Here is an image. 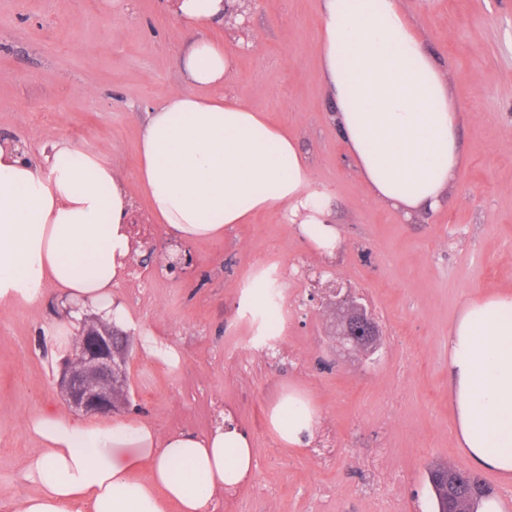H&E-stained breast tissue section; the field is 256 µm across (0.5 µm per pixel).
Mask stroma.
<instances>
[{
    "label": "stroma",
    "instance_id": "1",
    "mask_svg": "<svg viewBox=\"0 0 512 512\" xmlns=\"http://www.w3.org/2000/svg\"><path fill=\"white\" fill-rule=\"evenodd\" d=\"M0 0V140L31 156L64 136L106 155L149 220L135 179L148 111L182 82L189 39L166 0ZM450 75L464 161L446 205L405 221L372 201L345 154L324 93L316 39L321 0H259L245 27L211 37L237 50L235 95L297 137L333 196L341 243L311 249L280 209L223 236L183 245L153 225L123 280L131 312L129 403L121 418L159 434L210 432L224 418L252 437L256 467L215 512H432L428 470L462 468L448 400V330L469 299L512 291V0H400ZM261 43V52L244 43ZM189 253L173 273L166 256ZM363 298L381 329L372 358L339 352L326 284ZM288 326L278 336L269 317ZM65 318L58 293L0 306V512L33 494L18 473L38 442L28 419L66 412L56 381L68 351L46 326ZM174 351L147 355L143 334ZM291 388L318 415L310 444L285 445L269 413Z\"/></svg>",
    "mask_w": 512,
    "mask_h": 512
}]
</instances>
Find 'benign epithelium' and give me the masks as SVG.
I'll use <instances>...</instances> for the list:
<instances>
[{
	"instance_id": "1",
	"label": "benign epithelium",
	"mask_w": 512,
	"mask_h": 512,
	"mask_svg": "<svg viewBox=\"0 0 512 512\" xmlns=\"http://www.w3.org/2000/svg\"><path fill=\"white\" fill-rule=\"evenodd\" d=\"M336 306V343L344 352L379 348V328L365 304L340 288L329 289ZM129 342L117 337L112 324L83 315L72 354L62 367L57 386L67 407L82 415H106L124 404L125 366Z\"/></svg>"
}]
</instances>
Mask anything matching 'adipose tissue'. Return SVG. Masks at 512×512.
<instances>
[{"mask_svg": "<svg viewBox=\"0 0 512 512\" xmlns=\"http://www.w3.org/2000/svg\"><path fill=\"white\" fill-rule=\"evenodd\" d=\"M169 8L196 37L181 60V86L142 129L137 178L153 223L198 241L278 206L315 251L334 254L332 194L296 139L244 98L207 94L235 70L234 51L203 35L223 25L224 0H171ZM318 49L338 135L372 200L407 220L442 208L462 160L459 115L447 70L400 0H322ZM132 215L123 174L101 154L62 137L35 160L0 141V304L36 305L51 286L71 304L69 322L89 308L129 322L114 289L132 256ZM448 375L463 462L511 479V292L462 306L448 335ZM271 425L301 448L317 416L294 390L273 408ZM28 427L41 446L18 479L38 491L12 512H210L215 496L255 467L249 434L233 425L162 436L145 421L44 411Z\"/></svg>", "mask_w": 512, "mask_h": 512, "instance_id": "ef3b65f1", "label": "adipose tissue"}]
</instances>
